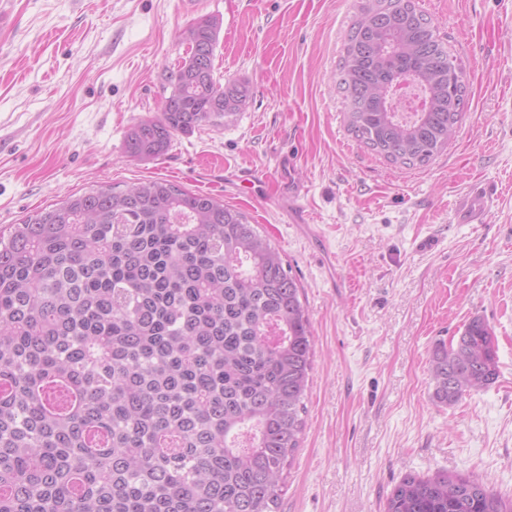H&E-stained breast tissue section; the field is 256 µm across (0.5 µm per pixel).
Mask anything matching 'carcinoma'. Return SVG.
<instances>
[{"label": "carcinoma", "instance_id": "carcinoma-1", "mask_svg": "<svg viewBox=\"0 0 512 512\" xmlns=\"http://www.w3.org/2000/svg\"><path fill=\"white\" fill-rule=\"evenodd\" d=\"M220 21L183 28L160 115L128 156L221 126L249 88L216 75ZM411 81L424 106L395 110ZM336 84L348 131L428 164L467 111L464 68L415 0H358ZM303 288L247 214L164 179L69 194L0 228V512H277L301 448L314 340ZM436 402L498 378L480 317L437 343ZM386 512H512L484 483L407 475Z\"/></svg>", "mask_w": 512, "mask_h": 512}]
</instances>
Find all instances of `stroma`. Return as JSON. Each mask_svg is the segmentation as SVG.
I'll list each match as a JSON object with an SVG mask.
<instances>
[{
    "instance_id": "obj_1",
    "label": "stroma",
    "mask_w": 512,
    "mask_h": 512,
    "mask_svg": "<svg viewBox=\"0 0 512 512\" xmlns=\"http://www.w3.org/2000/svg\"><path fill=\"white\" fill-rule=\"evenodd\" d=\"M416 3L461 58L469 106L442 154L399 168L345 123L355 0H0V227L97 184L165 179L246 211L302 285L314 368L279 512H383L404 475L438 470L512 498V0ZM206 15L244 110L129 157L127 131L185 55L178 31ZM252 172L260 192L239 195ZM475 185L494 194L488 220L458 223ZM475 316L498 377L439 404L430 351Z\"/></svg>"
}]
</instances>
